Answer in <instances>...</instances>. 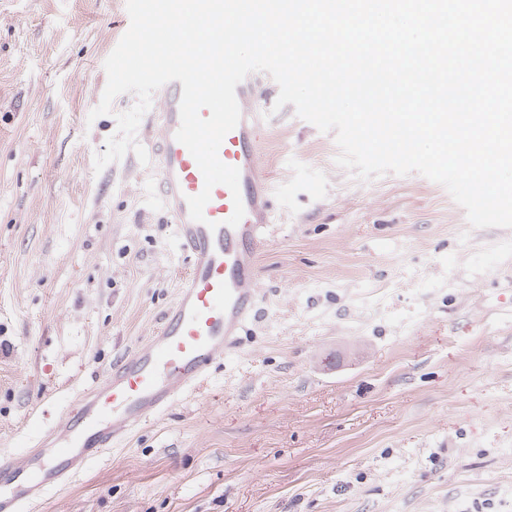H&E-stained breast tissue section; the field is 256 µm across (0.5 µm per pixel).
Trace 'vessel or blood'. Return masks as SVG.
I'll use <instances>...</instances> for the list:
<instances>
[{
    "label": "vessel or blood",
    "instance_id": "vessel-or-blood-1",
    "mask_svg": "<svg viewBox=\"0 0 512 512\" xmlns=\"http://www.w3.org/2000/svg\"><path fill=\"white\" fill-rule=\"evenodd\" d=\"M181 94L177 81L160 89L157 156L159 191L189 263L188 280L144 347L114 363L104 379L83 387L74 406L40 427L28 448L0 452V512L38 505L50 491L81 477L149 417L198 388L211 366L236 347L241 328L256 309L257 256L271 222L256 114L263 94L249 78L237 86L241 119L219 149L221 161L240 171L245 216L234 228L226 224L234 205L223 185L211 191L205 222L190 217L186 199L202 191L204 178L175 139Z\"/></svg>",
    "mask_w": 512,
    "mask_h": 512
}]
</instances>
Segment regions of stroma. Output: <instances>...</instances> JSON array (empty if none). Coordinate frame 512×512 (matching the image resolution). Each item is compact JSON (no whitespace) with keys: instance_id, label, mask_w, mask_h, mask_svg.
<instances>
[{"instance_id":"35a3bbf8","label":"stroma","mask_w":512,"mask_h":512,"mask_svg":"<svg viewBox=\"0 0 512 512\" xmlns=\"http://www.w3.org/2000/svg\"><path fill=\"white\" fill-rule=\"evenodd\" d=\"M126 0H0V450L143 345L188 279L155 164L94 172ZM258 320L38 512H512V229L420 174L360 182L266 118Z\"/></svg>"}]
</instances>
